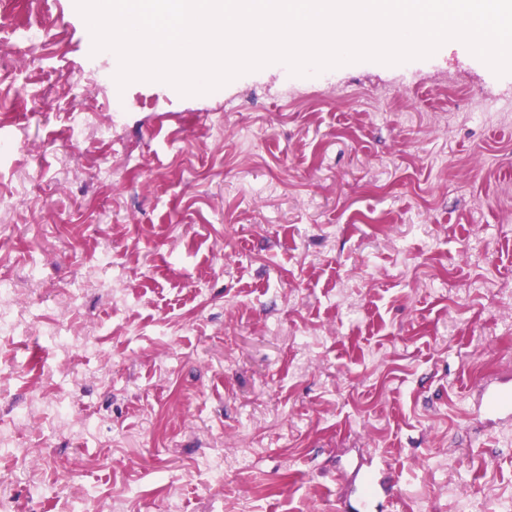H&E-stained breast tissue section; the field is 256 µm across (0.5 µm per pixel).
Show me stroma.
Returning a JSON list of instances; mask_svg holds the SVG:
<instances>
[{
  "label": "stroma",
  "instance_id": "35a3bbf8",
  "mask_svg": "<svg viewBox=\"0 0 512 512\" xmlns=\"http://www.w3.org/2000/svg\"><path fill=\"white\" fill-rule=\"evenodd\" d=\"M91 42L75 0L0 6V280L37 331L0 335L12 512H336L368 453L381 512H507L512 426L470 403L512 383V74L453 41L183 96ZM382 465V462L373 455L360 457L355 470L359 472L362 468H365L367 473L371 476V481L368 484L361 483L357 487L354 486L349 495L336 493V511L349 512L358 510L352 503V494L363 508H367L369 503L380 495L396 496L400 488L401 480L391 471L385 473L383 468H381Z\"/></svg>",
  "mask_w": 512,
  "mask_h": 512
}]
</instances>
